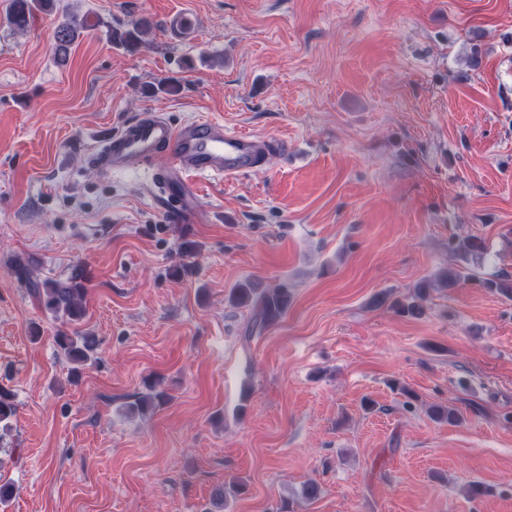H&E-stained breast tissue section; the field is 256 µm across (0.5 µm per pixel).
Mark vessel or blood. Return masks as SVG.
<instances>
[{"instance_id":"vessel-or-blood-1","label":"vessel or blood","mask_w":512,"mask_h":512,"mask_svg":"<svg viewBox=\"0 0 512 512\" xmlns=\"http://www.w3.org/2000/svg\"><path fill=\"white\" fill-rule=\"evenodd\" d=\"M280 141L235 131L218 121L196 120L174 126L158 114L145 112L109 135L94 156L103 172L124 169L137 160L156 176L174 216L191 208L194 177L238 176L261 167Z\"/></svg>"}]
</instances>
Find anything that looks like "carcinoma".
I'll return each mask as SVG.
<instances>
[{
    "label": "carcinoma",
    "instance_id": "1",
    "mask_svg": "<svg viewBox=\"0 0 512 512\" xmlns=\"http://www.w3.org/2000/svg\"><path fill=\"white\" fill-rule=\"evenodd\" d=\"M53 8V0H11L8 13L9 24L16 30H24L33 18L35 10L47 11ZM86 28L83 18L73 16L61 23L55 31L58 52L61 59H66L69 45L75 40L80 30ZM449 248L458 255L460 260L467 263L469 260L481 256L485 251L483 241L475 236L453 240ZM18 279L37 298L44 311L57 319H64L70 324L80 322L86 312L87 280L85 271L76 269L71 277L65 281L44 280L32 278L29 265L18 261L13 266ZM479 285L488 291L499 295L506 300H512V276L502 273L494 278L481 279ZM428 284L423 283L416 289L413 301L400 305V310L413 317L424 314L422 301L428 294ZM228 298L231 302L251 308L253 312L250 330H261L275 323L288 309L290 291L288 286L281 284L275 288H252L247 282L236 284L229 290ZM56 345L66 360L75 364L73 373H78L81 367L96 362L94 351L96 341L81 334L73 336L61 333L56 336ZM151 393L140 397L131 404L130 409L141 414L161 404L164 394L155 390V384H149ZM17 413L14 394L0 388V429L8 431Z\"/></svg>",
    "mask_w": 512,
    "mask_h": 512
}]
</instances>
